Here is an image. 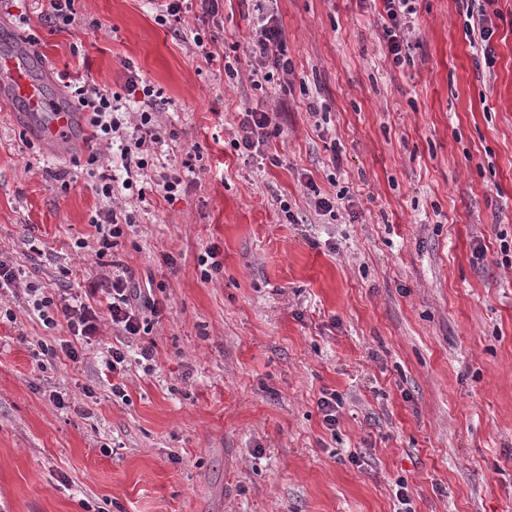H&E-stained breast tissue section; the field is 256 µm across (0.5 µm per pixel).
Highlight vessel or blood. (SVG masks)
Instances as JSON below:
<instances>
[{"label": "vessel or blood", "mask_w": 512, "mask_h": 512, "mask_svg": "<svg viewBox=\"0 0 512 512\" xmlns=\"http://www.w3.org/2000/svg\"><path fill=\"white\" fill-rule=\"evenodd\" d=\"M52 78L49 62L31 49L10 51L0 55V96L19 102L27 125L46 144L50 153L60 155L73 147L74 133L90 140L91 130L80 113L47 94Z\"/></svg>", "instance_id": "vessel-or-blood-1"}]
</instances>
